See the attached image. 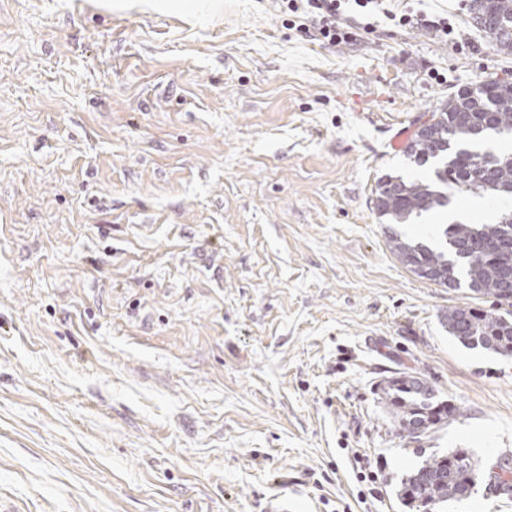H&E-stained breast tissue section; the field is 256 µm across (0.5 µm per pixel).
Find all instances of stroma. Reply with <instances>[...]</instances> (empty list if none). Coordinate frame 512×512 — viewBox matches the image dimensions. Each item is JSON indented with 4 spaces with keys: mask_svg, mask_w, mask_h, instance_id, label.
<instances>
[{
    "mask_svg": "<svg viewBox=\"0 0 512 512\" xmlns=\"http://www.w3.org/2000/svg\"><path fill=\"white\" fill-rule=\"evenodd\" d=\"M454 37L379 19L336 47L272 0H0V498L18 512H409L427 456L512 459V356L449 336L491 298L407 271L455 195L382 223L392 142L450 92L512 79L469 0ZM460 417L415 442L379 382Z\"/></svg>",
    "mask_w": 512,
    "mask_h": 512,
    "instance_id": "stroma-1",
    "label": "stroma"
}]
</instances>
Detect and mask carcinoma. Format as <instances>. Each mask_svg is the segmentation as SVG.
Here are the masks:
<instances>
[{"label":"carcinoma","mask_w":512,"mask_h":512,"mask_svg":"<svg viewBox=\"0 0 512 512\" xmlns=\"http://www.w3.org/2000/svg\"><path fill=\"white\" fill-rule=\"evenodd\" d=\"M433 115L438 121L415 131L404 154L419 166L431 161L436 166L426 179L385 175L378 180L373 204L384 224H408L446 209L456 193L512 198V153L490 147L512 137V84L490 80L463 88ZM441 237V243L430 246L393 234L389 247L421 279L492 298L487 310L448 309L445 326L466 347L512 356V210L489 223L447 224ZM379 389L401 431L412 424L426 436L461 416L460 408L440 399L427 382L404 373L383 379ZM478 478L469 450L433 454L407 475L398 495L411 512H440L452 501L469 498Z\"/></svg>","instance_id":"carcinoma-1"}]
</instances>
